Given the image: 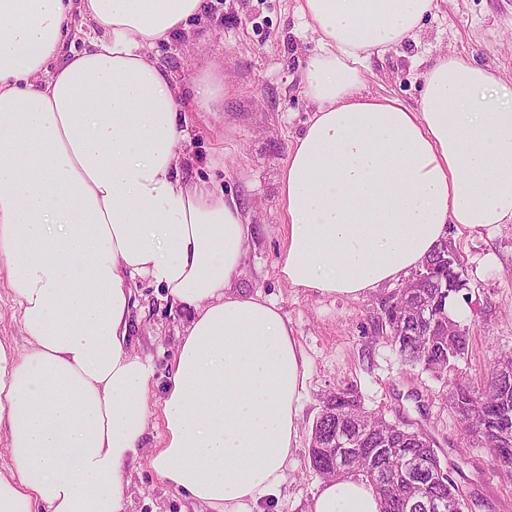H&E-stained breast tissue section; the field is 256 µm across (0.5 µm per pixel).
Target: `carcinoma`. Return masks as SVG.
I'll list each match as a JSON object with an SVG mask.
<instances>
[{"label":"carcinoma","instance_id":"1","mask_svg":"<svg viewBox=\"0 0 512 512\" xmlns=\"http://www.w3.org/2000/svg\"><path fill=\"white\" fill-rule=\"evenodd\" d=\"M450 252L454 254L456 250L445 242L425 260V264L436 268L442 281L448 284L463 278L465 272L460 255L457 256L458 266L448 265ZM423 272L424 267H419L403 287L384 298L380 312H385L391 303H400L409 296L419 299L432 308L430 337H417V324L411 321L402 323L400 327H387L385 332L389 333L390 340L407 365L418 366L433 373L443 383L450 382L455 386L458 397L449 401V406L459 419L465 437L512 461V355L495 359L488 373V378L505 382L507 399L492 406L479 401L481 385L463 380L459 372V362L468 355L470 327L448 313V304L458 300L460 292L451 287H432L430 281L420 277ZM344 396L339 404H347V416L364 420L373 416L354 390L345 389ZM332 409L333 399L328 396L313 426L307 454L309 468L321 479L353 478L368 482L380 498V512H430L428 501L439 499L458 502L461 512H469L472 508V496L464 485L449 476L440 478L430 471L419 475L414 485L400 478L390 490L382 488L381 477L377 473L379 467L399 474L405 463L422 456L430 465L441 466L434 443L426 434L406 424L390 423L382 417L375 419L373 430L363 444L364 452L344 467L334 466L335 449L322 447L325 438L335 430L331 416L327 415V411Z\"/></svg>","mask_w":512,"mask_h":512}]
</instances>
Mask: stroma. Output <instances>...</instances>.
Returning a JSON list of instances; mask_svg holds the SVG:
<instances>
[{
	"mask_svg": "<svg viewBox=\"0 0 512 512\" xmlns=\"http://www.w3.org/2000/svg\"><path fill=\"white\" fill-rule=\"evenodd\" d=\"M317 49L296 0H208L191 36H175L153 50L185 88L208 73L224 83L217 108L207 111L194 98L186 100L191 139L182 173L215 180L239 201L252 235L237 285L277 302L307 360L295 460L267 512H308L321 484L307 465L311 430L324 395L343 386L357 388L369 410L428 434L451 476L480 502L479 512H512V476L492 466L488 449L467 441L445 403L442 382L403 365L387 338L375 334L379 301L389 286L355 300L290 287L277 273L284 230L276 180L310 116L299 85ZM447 51L512 79V0H438L415 40L372 59L368 93L415 103L424 72ZM448 240L464 258L472 295L466 308L469 355L459 368L477 384L495 355L512 353V224L454 229ZM188 316L147 281L135 288L131 345L153 363L154 397L164 393ZM124 492L127 512H195L191 501L156 479L144 457L127 468Z\"/></svg>",
	"mask_w": 512,
	"mask_h": 512,
	"instance_id": "35a3bbf8",
	"label": "stroma"
}]
</instances>
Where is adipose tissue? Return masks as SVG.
<instances>
[{
    "instance_id": "obj_1",
    "label": "adipose tissue",
    "mask_w": 512,
    "mask_h": 512,
    "mask_svg": "<svg viewBox=\"0 0 512 512\" xmlns=\"http://www.w3.org/2000/svg\"><path fill=\"white\" fill-rule=\"evenodd\" d=\"M320 45L312 115L282 163L276 267L358 299L421 267L451 227L512 223V86L443 53L416 106L369 94L368 61L435 0H297ZM204 0H0V273L23 348L0 342V512H125L150 415L158 480L206 512H266L299 438L306 362L272 300L235 288V197L181 174L184 89L152 54ZM92 24L67 53L72 15ZM193 316L161 398L130 346L138 278ZM309 512H379L367 482H324Z\"/></svg>"
}]
</instances>
